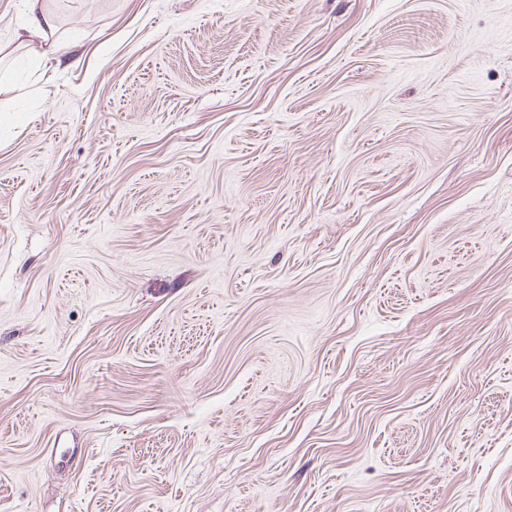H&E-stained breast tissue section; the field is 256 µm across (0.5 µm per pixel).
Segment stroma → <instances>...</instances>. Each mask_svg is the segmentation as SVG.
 <instances>
[{"mask_svg": "<svg viewBox=\"0 0 512 512\" xmlns=\"http://www.w3.org/2000/svg\"><path fill=\"white\" fill-rule=\"evenodd\" d=\"M0 0V512H512V0ZM25 11L26 20L16 31L15 40L19 43L38 41L43 44L46 48L40 57L41 68L44 72L55 71L63 60L62 56L69 51L70 44L54 38L55 17L40 0H26Z\"/></svg>", "mask_w": 512, "mask_h": 512, "instance_id": "35a3bbf8", "label": "stroma"}]
</instances>
